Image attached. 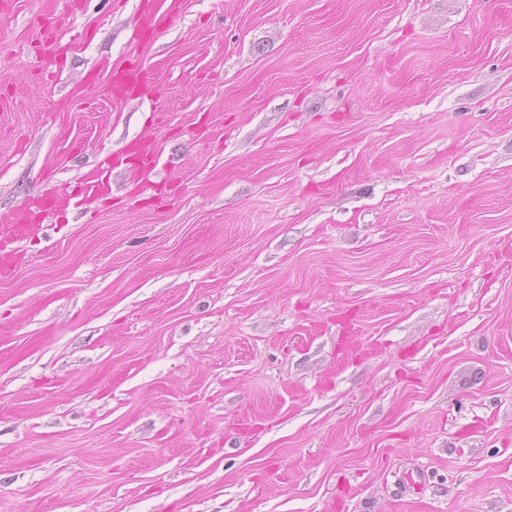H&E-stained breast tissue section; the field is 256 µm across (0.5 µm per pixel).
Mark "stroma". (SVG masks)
<instances>
[{"label":"stroma","instance_id":"35a3bbf8","mask_svg":"<svg viewBox=\"0 0 512 512\" xmlns=\"http://www.w3.org/2000/svg\"><path fill=\"white\" fill-rule=\"evenodd\" d=\"M182 2L0 0V220L160 153L11 246L0 512H512V0ZM142 72L141 64L113 72L109 78V86L114 98L126 101L147 97L151 89L144 80Z\"/></svg>","mask_w":512,"mask_h":512}]
</instances>
